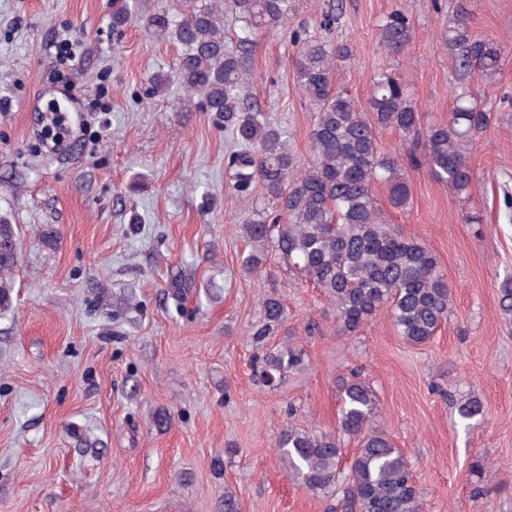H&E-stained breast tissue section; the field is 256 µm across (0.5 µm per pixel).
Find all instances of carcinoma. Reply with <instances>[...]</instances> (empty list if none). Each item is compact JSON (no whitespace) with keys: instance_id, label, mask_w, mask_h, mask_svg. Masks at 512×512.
<instances>
[{"instance_id":"cac0c4a2","label":"carcinoma","mask_w":512,"mask_h":512,"mask_svg":"<svg viewBox=\"0 0 512 512\" xmlns=\"http://www.w3.org/2000/svg\"><path fill=\"white\" fill-rule=\"evenodd\" d=\"M294 0H181L179 11L145 7L140 16L151 33L174 41L180 53L174 74L150 79L153 92L172 81L200 97L238 145L225 160L228 184L249 199L261 189L270 208L243 225L251 251L244 269L256 272L274 247L288 269L318 288L335 306L343 330L355 332L381 309H390L393 323L407 342H428L447 320L451 289L440 262L427 247L403 237L380 219L372 186L388 188L390 204L404 209L410 185L399 156L378 146L381 129L395 130L409 140L406 159L423 162L457 196L467 195L473 180L469 148L494 119L473 97L472 80H489L498 72L501 45L493 38L476 39L466 16L455 15L441 38L454 52L458 74L448 123L426 127L408 87L383 70L373 81L365 115L332 80L352 48L335 44L306 29L291 32L297 55L293 66L302 93L316 109L311 131V165L299 169L288 146L287 131L249 100L252 79L250 46L257 32L287 27ZM237 29L238 48L226 43L224 15ZM133 21L132 9L112 13V31ZM414 25L401 9L392 11L378 28L380 48L402 52L413 38ZM19 231L0 222V311L11 306L6 275L18 260ZM262 339L284 318L282 302L269 296L262 302ZM303 350L285 346L262 359L261 376L275 385L286 371L303 362ZM377 407L369 383L354 379L341 388L338 435L311 434L288 426L276 447L290 474L312 493L336 490L333 512H423L411 464L386 434L372 426ZM458 415L470 420L482 414V404L466 398ZM353 437L359 448L348 471L340 467V437Z\"/></svg>"}]
</instances>
